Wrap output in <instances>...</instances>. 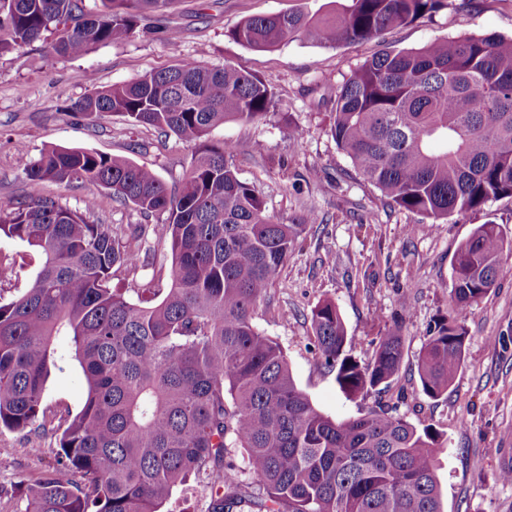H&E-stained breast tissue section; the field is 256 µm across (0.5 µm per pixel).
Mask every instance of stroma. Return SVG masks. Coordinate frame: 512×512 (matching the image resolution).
I'll return each instance as SVG.
<instances>
[{
  "label": "stroma",
  "mask_w": 512,
  "mask_h": 512,
  "mask_svg": "<svg viewBox=\"0 0 512 512\" xmlns=\"http://www.w3.org/2000/svg\"><path fill=\"white\" fill-rule=\"evenodd\" d=\"M332 0H179L153 16L132 37L99 45L82 56L56 60L46 43L0 54V203L26 197V170L52 147L84 148L152 168L177 183L191 149L176 136L131 125L118 115L73 116L68 107L99 85L123 84L190 58L201 65L231 64L266 79L277 101L274 114L254 123L227 122L211 142H233L239 178L283 224L315 212L255 316L260 331L283 347L294 380L322 413L344 420L384 403L417 428L440 433L436 455L444 512H512V485L498 478L512 459V270L482 298L466 322L464 363L447 393L426 395L417 375L418 355L435 321L449 309L450 261L479 225H500L512 235V198L434 224L416 213L390 208L364 180L330 133L332 102L351 71L385 48H420L464 34L512 36V0H444L431 17L370 42L332 47L297 37L255 51L229 36L247 17L279 12H325ZM177 28L169 46L163 32ZM93 223L134 236L146 251L137 272L118 271L121 287L138 290L167 284L171 259L152 233L156 220L132 205L98 192ZM323 300L338 307L349 350L368 362L379 336L401 325L404 357L398 378L382 393L349 398L332 372L317 367L309 350L310 314ZM413 312L405 323L403 306ZM86 395L75 367L52 374L46 404L78 413ZM57 436L50 430L0 431V512H26L25 485L36 484L57 464Z\"/></svg>",
  "instance_id": "stroma-1"
}]
</instances>
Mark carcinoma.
<instances>
[{"label": "carcinoma", "instance_id": "cac0c4a2", "mask_svg": "<svg viewBox=\"0 0 512 512\" xmlns=\"http://www.w3.org/2000/svg\"><path fill=\"white\" fill-rule=\"evenodd\" d=\"M0 0V53L50 42L58 60L125 40L176 0ZM442 0H348L322 15L251 16L231 37L257 51L308 36L342 46L430 16ZM88 92L75 114L121 115L174 134L192 148L169 186L144 165L74 148H51L27 169L25 200L0 204V283L34 267L13 299L0 301V429H47L51 373L74 361L87 398L57 426V467L27 487V512H162L178 487L218 484L208 512H442L438 436L397 409L344 421L315 409L287 356L254 318L298 238L316 217L281 224L237 174L235 148L210 144L228 121L275 111L269 83L231 65L180 59L165 70ZM331 135L388 203L433 221L512 198V38L465 35L418 49L384 50L356 68L334 103ZM88 185L163 217L154 232L171 253L166 288L138 298L112 287L142 267L141 250L94 224L96 196L72 209L39 186ZM512 238L481 224L450 261L448 317L420 352L423 391L442 396L464 360L467 316L499 284ZM362 364L346 350L330 300L311 311L316 363L349 397L388 387L403 361L402 321ZM70 343V358L56 341ZM241 449L246 467L237 465ZM256 483L243 479V470Z\"/></svg>", "mask_w": 512, "mask_h": 512}]
</instances>
